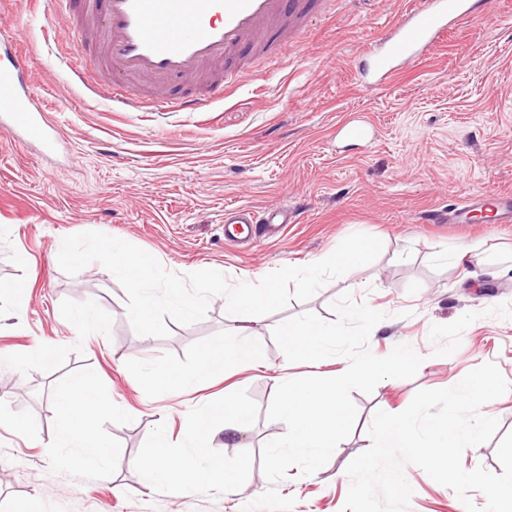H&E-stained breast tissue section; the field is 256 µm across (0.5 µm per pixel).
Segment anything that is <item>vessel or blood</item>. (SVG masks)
Segmentation results:
<instances>
[{
  "instance_id": "b4317fda",
  "label": "vessel or blood",
  "mask_w": 512,
  "mask_h": 512,
  "mask_svg": "<svg viewBox=\"0 0 512 512\" xmlns=\"http://www.w3.org/2000/svg\"><path fill=\"white\" fill-rule=\"evenodd\" d=\"M56 18L92 24L93 60L99 96L117 103L142 93L152 96L157 112H198L224 94V77L241 47L275 56L306 27L316 0H52ZM487 7V0H421L402 15L383 46L372 53L381 85L391 84L401 62L421 57L448 30L469 23ZM0 65V129L22 134L25 142L54 150L58 137L32 96L29 63L18 44ZM192 82L196 93L171 96V89ZM344 139L371 142L372 123L364 117L342 121ZM494 211L500 224L512 223V196L477 195L463 206L432 216L435 224H461L466 214ZM293 211L264 212L235 206L224 212V238H247L259 246L294 223Z\"/></svg>"
}]
</instances>
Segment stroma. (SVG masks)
Masks as SVG:
<instances>
[{
    "label": "stroma",
    "mask_w": 512,
    "mask_h": 512,
    "mask_svg": "<svg viewBox=\"0 0 512 512\" xmlns=\"http://www.w3.org/2000/svg\"><path fill=\"white\" fill-rule=\"evenodd\" d=\"M414 0H335L310 18L287 59L262 64L206 112H152L110 106L78 76L82 50L73 26L47 25V0H0V40L22 31L32 92L61 141L43 156L0 136V282H23V297H0V512H242L268 482L261 448L284 423L266 410L281 378L330 377L342 357L320 367L288 362L272 338L282 321L310 311L334 320L343 293L384 313L368 347L378 357L407 344L423 358L415 377L385 379L353 392L352 434L316 473L290 468L278 490L292 512H341L348 464L368 449L376 411H404L421 389L456 385L462 372L497 365L512 383V223L483 228L425 224L421 218L471 192L512 194V0H490L471 24L448 32L388 87L366 86L361 65ZM368 117L377 139L357 149L338 143L336 125ZM280 204L298 215L283 240L256 248L224 240V209ZM100 231L130 242L185 275L223 271L230 284L258 282L273 269L328 257L363 233L383 249L370 265L328 282L305 302L262 317L229 315L223 297L204 319L169 323L167 337L138 335L129 298L100 263L66 275L58 253L66 236ZM464 248L483 264L463 277ZM98 309L107 330L72 327L73 309ZM257 339V367L229 365L197 390L174 393L159 376L199 365L223 345L228 327ZM53 350L43 364L39 352ZM116 409L99 422L117 456L110 474L85 468L56 439L57 392L83 372ZM233 394L250 416L246 432L216 428L210 451L239 475L229 489L148 485L141 460L151 436L189 446L199 402ZM31 430L10 429L12 418ZM408 512H466L453 490L415 465Z\"/></svg>",
    "instance_id": "1"
}]
</instances>
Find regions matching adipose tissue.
<instances>
[{
  "mask_svg": "<svg viewBox=\"0 0 512 512\" xmlns=\"http://www.w3.org/2000/svg\"><path fill=\"white\" fill-rule=\"evenodd\" d=\"M231 333L232 342L225 344L224 348L211 350L198 367L165 372L163 384L173 390L193 389L203 378L223 371L228 363L255 362L260 355L257 342L243 328L232 327ZM95 382V375L85 374L71 379L61 388L56 428L59 443L72 448L76 459L87 468L103 471L111 465L112 455L108 441L96 424L111 417L112 406L93 397ZM224 419L232 422L234 431L242 432L247 428L249 416L229 397L219 405H200L195 411L192 447L178 455L169 453L170 443L165 437L154 434L155 453L142 465L147 481L160 477L178 486L192 488L203 482L228 477V470L207 451L214 425Z\"/></svg>",
  "mask_w": 512,
  "mask_h": 512,
  "instance_id": "adipose-tissue-1",
  "label": "adipose tissue"
}]
</instances>
